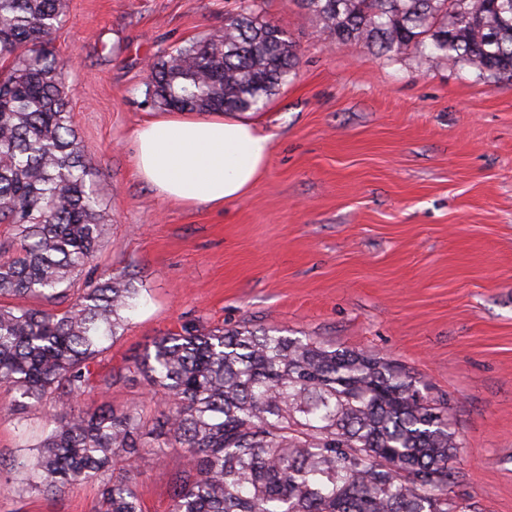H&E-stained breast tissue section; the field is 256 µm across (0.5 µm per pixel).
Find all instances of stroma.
Returning a JSON list of instances; mask_svg holds the SVG:
<instances>
[{
	"mask_svg": "<svg viewBox=\"0 0 512 512\" xmlns=\"http://www.w3.org/2000/svg\"><path fill=\"white\" fill-rule=\"evenodd\" d=\"M300 64L255 117L272 137L256 189L215 209L164 201L135 173L157 113L148 64L221 32L237 0H67L52 48L104 215L99 271L141 290L81 399L157 406L127 375L154 338L247 324L374 353L447 402L460 438L448 494L512 512V81L409 51L336 43L296 0H258ZM0 387V512H95L96 482L32 491L17 462L47 422ZM180 449L139 463L146 512H168Z\"/></svg>",
	"mask_w": 512,
	"mask_h": 512,
	"instance_id": "1",
	"label": "stroma"
}]
</instances>
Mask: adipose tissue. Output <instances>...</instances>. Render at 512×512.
I'll use <instances>...</instances> for the list:
<instances>
[{"instance_id": "adipose-tissue-1", "label": "adipose tissue", "mask_w": 512, "mask_h": 512, "mask_svg": "<svg viewBox=\"0 0 512 512\" xmlns=\"http://www.w3.org/2000/svg\"><path fill=\"white\" fill-rule=\"evenodd\" d=\"M136 172L165 200L221 207L261 181L272 137L251 113L161 112L135 132Z\"/></svg>"}]
</instances>
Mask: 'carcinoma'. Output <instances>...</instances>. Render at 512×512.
<instances>
[{
  "instance_id": "carcinoma-1",
  "label": "carcinoma",
  "mask_w": 512,
  "mask_h": 512,
  "mask_svg": "<svg viewBox=\"0 0 512 512\" xmlns=\"http://www.w3.org/2000/svg\"><path fill=\"white\" fill-rule=\"evenodd\" d=\"M337 42L378 57L415 50L488 78H512V0H300ZM66 0H0V384L24 414L54 401L38 454L22 463L42 495L98 481L96 512H144V455L179 445L170 512H457L459 445L448 406L384 357L239 326L183 328L152 341L134 373L162 406L75 408L111 386L94 362L139 295L131 279L79 282L103 214L73 125L63 64L49 49ZM299 55L258 0L210 38L152 62L147 95L168 110L257 111ZM66 309H37L22 300Z\"/></svg>"
}]
</instances>
